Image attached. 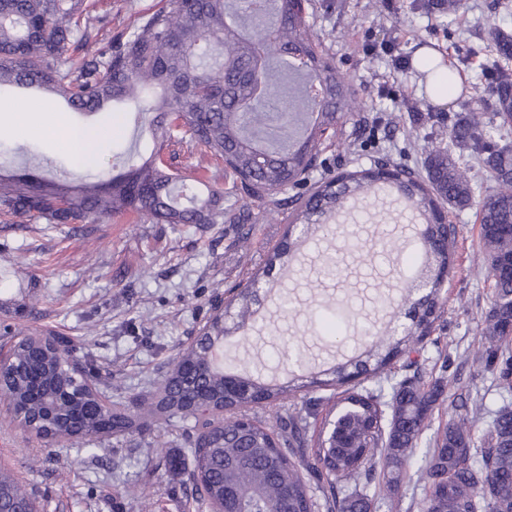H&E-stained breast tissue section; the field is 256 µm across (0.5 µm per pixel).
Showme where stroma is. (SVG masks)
<instances>
[{"instance_id": "obj_1", "label": "stroma", "mask_w": 512, "mask_h": 512, "mask_svg": "<svg viewBox=\"0 0 512 512\" xmlns=\"http://www.w3.org/2000/svg\"><path fill=\"white\" fill-rule=\"evenodd\" d=\"M495 2L465 0L460 19L452 23L428 0H307L316 42L348 75L362 103L329 133L318 157L321 171L335 175L367 168L378 155L423 169L428 144L445 148L450 143L447 125L427 121L430 112L443 109L454 118L478 112L486 125H497L489 101L473 90L475 68L465 71L459 96L442 107L410 67L421 48L450 64L456 63L457 50L470 47L492 57L491 27L512 29V10L498 9ZM165 3L96 0L107 20L103 37L130 31L140 15ZM16 112L46 120L60 116L74 126H108L112 136L79 167L57 140L15 126ZM150 119L127 105L80 113L30 89L2 93L0 147L13 151L5 169L44 178L64 171L77 181L111 172L123 167V153L138 156L150 147ZM295 194L286 190L272 216L252 207L244 224H153L127 214L74 227L0 215V325L64 336L73 359L105 379L106 395L138 414L137 393L171 369L177 353L202 335L217 301L261 269L282 241ZM448 221L456 227L453 269L441 315L413 357L427 379L450 376L455 384L436 406L418 455L406 467L400 512H419L425 495L420 457L456 418L461 391L483 398V411L473 423L478 436L491 412L512 406V393H500L481 365V327L493 288L477 202L449 210ZM338 223L339 231L302 243L300 264L284 280L294 310L282 311L276 300H266L260 320L264 335L246 341L231 336L224 346L227 359L249 368L266 365L268 375L282 378L290 340H299L319 364L347 354L352 343L326 329L318 317L323 306L347 303L374 318L381 297L416 257L402 247L407 216L382 210L376 200L356 203ZM185 441L178 425L158 421L140 434L106 438L89 457L70 443L23 429L0 404V468L19 476L47 512H199L188 474L168 463L169 457L187 456Z\"/></svg>"}]
</instances>
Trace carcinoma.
<instances>
[{
	"label": "carcinoma",
	"instance_id": "cac0c4a2",
	"mask_svg": "<svg viewBox=\"0 0 512 512\" xmlns=\"http://www.w3.org/2000/svg\"><path fill=\"white\" fill-rule=\"evenodd\" d=\"M267 0H167L145 14L133 31L107 48L96 47L103 19L94 0H0V88L16 86L63 99L74 112H98L125 103L153 113V150L125 169L74 185L65 179L0 173V214L48 224H75L135 214L158 224H224L245 220L236 205L224 207V191L203 180L187 181L163 159L174 132L224 162L239 191L268 215L281 206L288 186L308 185L288 215L306 234L328 224L355 200L389 188L419 215L436 223L423 239L420 275L430 283L415 297L403 295L410 323L360 329L364 351L319 372H300L285 383L224 371V336L252 323L257 293L241 292L214 314L196 344L178 352L171 372L144 401L148 415L185 424L190 458H170L187 468L201 503L223 512H373L383 503L397 512L396 495L406 466L445 388L427 384L409 358L431 333L442 305L450 253L439 246L455 229L440 222L445 210L469 205L475 192L468 169L448 152L429 150L425 175L377 160L368 169L315 178L325 131L357 108L347 76L319 51L309 35L305 7L288 14L284 2L271 20ZM495 59L480 66L483 93L499 124L486 128L476 113L450 126L455 144L470 151L497 184L480 201L481 237L494 295L481 336L485 367L499 366L496 386L512 390V144L492 143L493 132L512 128V32L492 31ZM303 57L305 80L318 88L315 102L301 92L288 67ZM456 66L435 72L433 87L454 85ZM297 243L285 237L268 256L264 274L287 267ZM17 338L0 372V395L16 419L36 435L66 440L95 455L101 439L140 432L144 424L116 402L107 409L94 376L73 366L65 342L55 336ZM392 376L390 399L361 386ZM336 386V398L288 406L295 392ZM328 404L344 421L336 439L324 419L313 447L308 431ZM257 408L275 411L262 424ZM426 494L420 512H512V408H499L481 437L464 415L448 423L423 460ZM0 512H46L23 481L0 468Z\"/></svg>",
	"mask_w": 512,
	"mask_h": 512
}]
</instances>
